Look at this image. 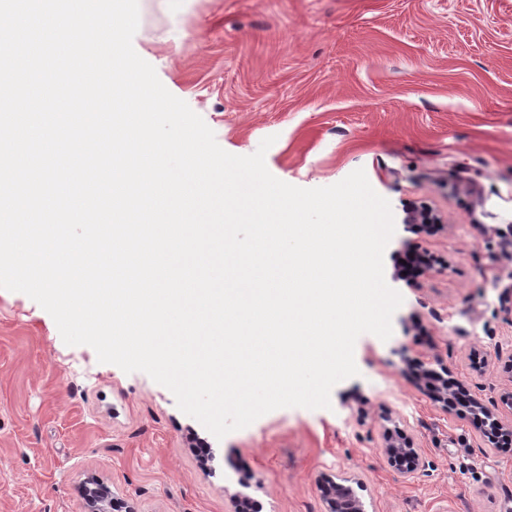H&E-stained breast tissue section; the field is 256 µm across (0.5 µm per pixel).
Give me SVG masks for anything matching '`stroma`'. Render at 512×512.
<instances>
[{
    "mask_svg": "<svg viewBox=\"0 0 512 512\" xmlns=\"http://www.w3.org/2000/svg\"><path fill=\"white\" fill-rule=\"evenodd\" d=\"M136 53L235 155L316 188L364 169L390 203L388 340L361 335L358 376L327 409L281 408L217 439L142 372L66 345L53 318L0 289V512H85L107 485L132 512H326L347 480L365 512H512V449L445 410L410 360L441 362L496 418L512 390V0H139ZM429 205L442 228L404 218ZM434 265L400 280L395 255ZM416 448L401 474L389 435ZM217 450L206 463L196 448ZM89 485H93L90 487ZM86 501L88 512H108L112 501H110V489L103 483L95 480L86 482L81 490Z\"/></svg>",
    "mask_w": 512,
    "mask_h": 512,
    "instance_id": "obj_1",
    "label": "stroma"
}]
</instances>
